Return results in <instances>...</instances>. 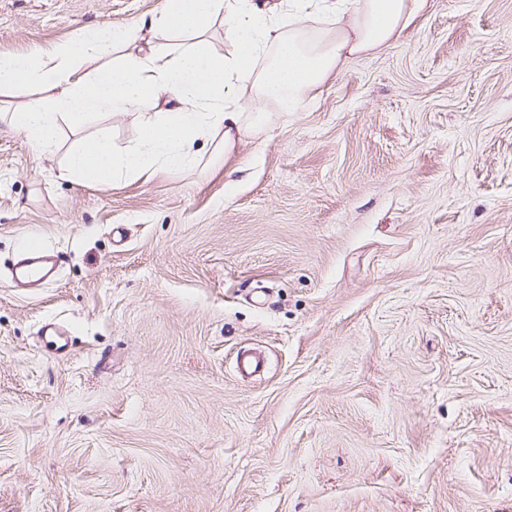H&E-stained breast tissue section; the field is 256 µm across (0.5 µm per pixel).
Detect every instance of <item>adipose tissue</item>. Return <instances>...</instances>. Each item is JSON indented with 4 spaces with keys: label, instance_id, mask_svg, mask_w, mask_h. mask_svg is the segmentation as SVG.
<instances>
[{
    "label": "adipose tissue",
    "instance_id": "adipose-tissue-1",
    "mask_svg": "<svg viewBox=\"0 0 512 512\" xmlns=\"http://www.w3.org/2000/svg\"><path fill=\"white\" fill-rule=\"evenodd\" d=\"M419 0H162L148 24H102L24 53L0 52V94L21 95L0 124L24 135L37 156L56 153L61 120L135 112L137 140L114 147L81 141L61 178L100 189L157 171L200 165L199 139L232 152L262 132L273 112H294L351 57L395 41ZM223 23L225 50L208 32ZM335 25L324 37L319 23ZM165 36L164 46L152 38ZM112 63L86 70V61ZM253 109L243 111L241 96Z\"/></svg>",
    "mask_w": 512,
    "mask_h": 512
}]
</instances>
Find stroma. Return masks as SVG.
I'll use <instances>...</instances> for the list:
<instances>
[{
    "label": "stroma",
    "instance_id": "1",
    "mask_svg": "<svg viewBox=\"0 0 512 512\" xmlns=\"http://www.w3.org/2000/svg\"><path fill=\"white\" fill-rule=\"evenodd\" d=\"M160 2L0 0V52ZM60 127L0 126V512H512V0H423L218 169L79 186L136 115ZM26 249L27 258L16 269V280L36 283L53 279L62 265V257L46 255L36 241L26 243Z\"/></svg>",
    "mask_w": 512,
    "mask_h": 512
}]
</instances>
